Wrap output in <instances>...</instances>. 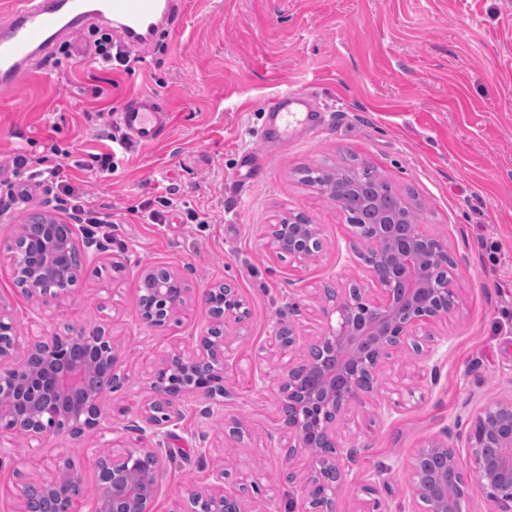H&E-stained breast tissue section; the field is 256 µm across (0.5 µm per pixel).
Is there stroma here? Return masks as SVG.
<instances>
[{
    "instance_id": "1",
    "label": "stroma",
    "mask_w": 512,
    "mask_h": 512,
    "mask_svg": "<svg viewBox=\"0 0 512 512\" xmlns=\"http://www.w3.org/2000/svg\"><path fill=\"white\" fill-rule=\"evenodd\" d=\"M106 98H97V89ZM293 89L322 116L310 139L293 130L287 146L264 141L268 104ZM137 94L162 99L172 114L157 144L118 152L111 172L83 185L92 208L112 214V244L83 266L73 305L60 324L102 326L119 342L128 379L105 398L136 416L149 396L148 378L171 344L206 329L197 296L233 283L249 310L230 328L223 415L186 406L168 448L176 459L163 476L155 512H178L185 486L205 487L212 466L247 476L245 512L284 508L288 483L305 481L307 456L287 458L267 435L279 426L274 388L282 360L272 344L285 299L300 305L299 333L322 332L325 288L353 282L373 298L374 285L351 248L345 215L328 196L302 183L304 168L351 157L377 171L393 189L422 202L423 228L447 239L456 263L459 306L429 324L442 337L441 376L430 384L412 351L384 364L372 404L340 425L343 445L362 453L336 489L339 512H400L411 487L408 457L442 429H462L476 407L512 395V0H182L175 27L161 34L133 71L108 70L91 57L59 65L34 62L9 93L0 94V159L20 153L32 171L59 167L75 179L74 161L105 150L102 108L122 107ZM265 163L261 182L237 176L241 155ZM26 203L0 218V241L32 213L60 212L44 186L29 185ZM171 195L163 224L152 204ZM206 213L191 224L186 210ZM302 213L323 231V252L305 263L280 256L267 225ZM124 251L125 269L112 268ZM181 271L196 299L166 327L136 320L139 268ZM0 303L20 338L39 335L38 307L0 264ZM238 417L242 439L224 434ZM88 434L75 441L49 435L27 445L0 437V512H14L17 485L43 476L44 462L69 456L83 479L80 512H95V461L115 439Z\"/></svg>"
}]
</instances>
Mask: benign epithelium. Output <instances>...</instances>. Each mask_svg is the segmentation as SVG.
I'll return each instance as SVG.
<instances>
[{
  "label": "benign epithelium",
  "instance_id": "benign-epithelium-1",
  "mask_svg": "<svg viewBox=\"0 0 512 512\" xmlns=\"http://www.w3.org/2000/svg\"><path fill=\"white\" fill-rule=\"evenodd\" d=\"M401 212L377 214L375 224L353 225L355 256L380 292L377 303L363 299L361 290L345 288L330 308L322 309L326 327L322 334L304 339L294 327L282 326L273 336L281 351L301 347L304 355L282 370L278 386L281 412L279 438L286 455L314 449L312 471L301 488L299 512H338L336 484L349 473L357 448L336 446V423L352 408L373 397L381 364L395 354L412 349L436 379L439 342L420 333L422 325L452 312L458 305L454 280L428 276L422 261L450 258L448 241L422 230L419 224L401 223ZM52 214L39 224H23L16 236L0 243L17 287L41 302L61 308L75 300L80 268L71 261L79 253L80 228ZM271 247L305 262L321 252L322 230L299 216L268 225ZM137 320L163 327L183 312L192 289L181 273L164 266L139 270ZM200 302L212 324L190 337L192 348L176 343L153 376L150 397L136 420L125 429L136 433L135 444L124 452L97 460V512H153L157 484L168 458L163 447L173 435L189 399L215 400L224 394L227 328L247 317L238 289L227 283L205 289ZM19 339L13 323L0 314V431L23 439L47 434L82 439L108 423L102 398L125 381L117 368L112 336L101 326L68 328L35 336L26 351L17 353ZM168 372L189 378L184 385L167 380ZM464 442L472 461V477L465 478L458 461V442ZM46 476L17 488V512H77L84 494L73 461L58 457L45 465ZM411 476L412 512H464L470 487L486 498L492 512H512V396L498 398L474 410L465 431L443 430L441 436L417 449L407 462ZM67 481H62V474ZM203 489L184 488L188 512H242L244 485L231 479L222 467L211 471ZM457 495L448 497V487Z\"/></svg>",
  "mask_w": 512,
  "mask_h": 512
}]
</instances>
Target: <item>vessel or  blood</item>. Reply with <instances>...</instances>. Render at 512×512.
<instances>
[{"label":"vessel or blood","mask_w":512,"mask_h":512,"mask_svg":"<svg viewBox=\"0 0 512 512\" xmlns=\"http://www.w3.org/2000/svg\"><path fill=\"white\" fill-rule=\"evenodd\" d=\"M179 13V0H19L18 7L0 19V90L12 91L35 57L85 21L113 29L123 48H146L173 26ZM301 102L297 91L277 96L274 143L286 141L289 128L300 123L291 107ZM114 119L131 142L151 146L167 132L170 117L158 97L138 94Z\"/></svg>","instance_id":"obj_1"}]
</instances>
